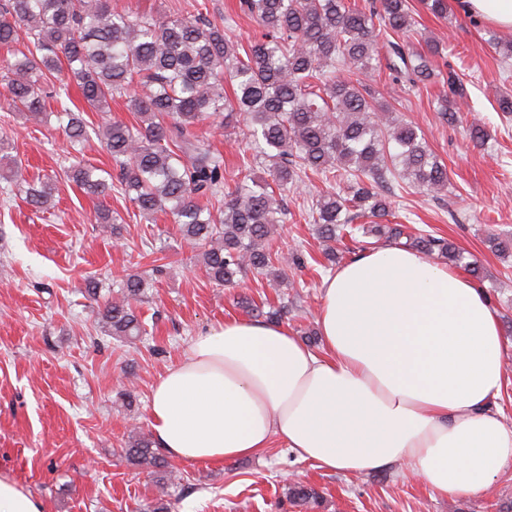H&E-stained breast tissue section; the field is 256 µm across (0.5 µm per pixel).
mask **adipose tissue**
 Instances as JSON below:
<instances>
[{
  "mask_svg": "<svg viewBox=\"0 0 512 512\" xmlns=\"http://www.w3.org/2000/svg\"><path fill=\"white\" fill-rule=\"evenodd\" d=\"M454 2L512 33V0ZM317 325L318 352L270 322L194 336L152 388L158 448L211 465L278 444L350 476L404 463L441 497L480 494L512 470V424L495 406L499 322L474 281L388 244L323 280Z\"/></svg>",
  "mask_w": 512,
  "mask_h": 512,
  "instance_id": "obj_1",
  "label": "adipose tissue"
}]
</instances>
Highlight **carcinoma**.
Returning a JSON list of instances; mask_svg holds the SVG:
<instances>
[{"instance_id":"carcinoma-1","label":"carcinoma","mask_w":512,"mask_h":512,"mask_svg":"<svg viewBox=\"0 0 512 512\" xmlns=\"http://www.w3.org/2000/svg\"><path fill=\"white\" fill-rule=\"evenodd\" d=\"M243 13L263 29L244 46L230 23L216 24L199 12L164 19L112 6L111 0H5L0 5V88L13 112L43 121L48 98L71 146L88 138L82 114L69 102L70 83L98 112L126 98L135 121L109 120L97 136L119 166L118 183L144 218L171 215L182 239L198 251L207 277L234 287L249 273L267 275L276 285L288 280L286 268L303 264L301 254L279 259L266 247L288 208L277 192L316 176L327 190L308 213L325 242L357 233L403 244L425 256L448 260L480 277V265L448 241L430 233L410 235L388 220L393 183L425 192L448 188V171L430 151L417 128L391 119L394 108L366 82L385 60L391 81L415 88L436 76L439 41L419 50L390 40L414 31L410 0H240ZM27 39V51L12 46ZM343 69L350 77L336 78ZM58 75L52 91L44 80ZM437 97L436 111L456 119L468 89L453 72ZM232 87L227 94L224 85ZM245 124L252 159L243 163L233 190L224 191V161L203 135L209 124L236 133ZM256 167L268 178L252 176ZM85 193L105 197L112 177L98 168L74 164L68 170ZM6 179L22 187L25 202L46 209L54 198L51 177L28 181L13 164ZM224 197L214 215L201 199ZM154 280L129 273L118 282L99 312V328L109 336L139 339L147 334L136 313ZM123 453L129 464L156 477L160 494L148 512H171L165 488L175 471L154 442L138 430ZM288 499L313 509L322 496L300 482L288 486Z\"/></svg>"}]
</instances>
